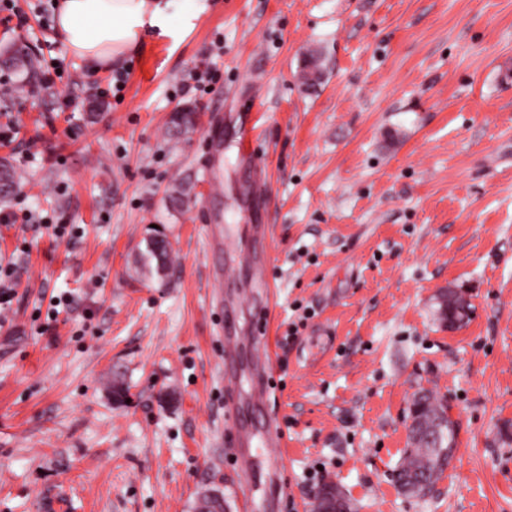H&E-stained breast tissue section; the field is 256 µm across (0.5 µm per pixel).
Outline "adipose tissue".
<instances>
[{
  "mask_svg": "<svg viewBox=\"0 0 512 512\" xmlns=\"http://www.w3.org/2000/svg\"><path fill=\"white\" fill-rule=\"evenodd\" d=\"M57 0L54 27L69 54L89 71L121 66L147 29L179 41L205 11L203 0Z\"/></svg>",
  "mask_w": 512,
  "mask_h": 512,
  "instance_id": "1",
  "label": "adipose tissue"
}]
</instances>
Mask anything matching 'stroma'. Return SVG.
<instances>
[{"instance_id":"35a3bbf8","label":"stroma","mask_w":512,"mask_h":512,"mask_svg":"<svg viewBox=\"0 0 512 512\" xmlns=\"http://www.w3.org/2000/svg\"><path fill=\"white\" fill-rule=\"evenodd\" d=\"M53 2L0 0V47L30 45L42 84L0 96L15 132L0 159L17 203L69 227L55 240L0 223L16 291L0 311V512H194L204 488L225 512L247 496L252 512H313L328 482L353 512H512V0H209L179 41L146 34L105 99ZM183 108L199 116L188 134L171 125ZM211 216L235 270L223 280ZM155 237L171 250L162 279L142 268ZM267 255L257 401L265 291L249 267ZM447 289L471 307L454 330L436 312ZM301 305L315 315L288 337ZM422 388L458 430L416 499L392 474ZM230 406L257 436L271 417L284 428L285 445L253 443L280 461L279 495L241 479Z\"/></svg>"}]
</instances>
